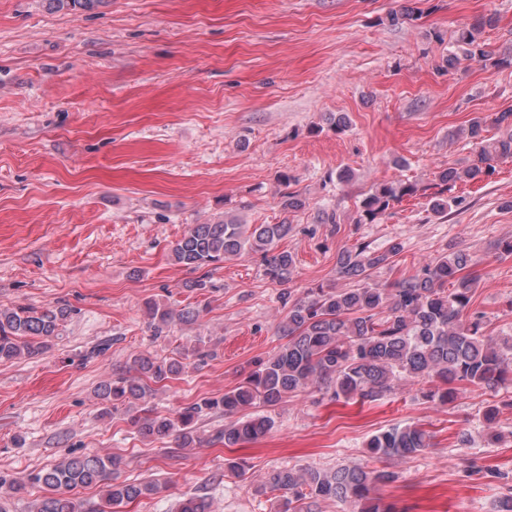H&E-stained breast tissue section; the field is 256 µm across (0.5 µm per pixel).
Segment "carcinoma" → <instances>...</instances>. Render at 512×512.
<instances>
[{"instance_id":"cac0c4a2","label":"carcinoma","mask_w":512,"mask_h":512,"mask_svg":"<svg viewBox=\"0 0 512 512\" xmlns=\"http://www.w3.org/2000/svg\"><path fill=\"white\" fill-rule=\"evenodd\" d=\"M52 2L58 9L92 10L102 0ZM496 24L497 17L489 14L459 29L456 42L467 57L488 60L483 33ZM494 123L506 126L507 133L485 136L483 118L473 119L462 130L474 153L465 164L440 171L441 184L484 180L495 173L500 160L512 158V111L500 113ZM283 184L287 187L282 193L283 209L304 208L300 193L288 190L289 177H283ZM418 191L415 183L379 184L361 201L359 219L372 222ZM291 231L290 224H240L234 219L195 224L176 242L172 257L184 267L202 269L230 256L258 254L268 279L282 285L292 280L296 266L293 253L278 250L277 243ZM401 250L398 242L382 252L363 246L343 250L337 257L336 276L348 287L310 288L302 297L292 289L281 292L280 301L288 307L279 325L285 342L274 354L258 360L256 369L238 385L219 398L203 399L168 415L144 408L131 417V425L143 438L174 435L180 447L192 448L199 441L196 421L205 411L219 409L225 423L215 441L229 448L256 440L273 426L270 417L247 409L274 407L308 388L364 401L390 393L403 382H437L442 389L435 395L446 404L458 384L494 389L512 385V334L489 332L485 313L473 309L478 281L473 257L464 250L452 251L422 265L413 275L388 285L376 282V274L392 268ZM149 313L159 334L176 321L191 323L199 316L191 307L175 310L157 303L149 305ZM67 316L68 309L63 307L0 308V362L43 354ZM184 369L178 360L137 356L135 374L100 384L97 396L108 402L145 403L156 385ZM430 446L431 435L420 424L386 429L366 444L383 463L415 456ZM121 464L122 459L112 455H68L18 479L0 476V488L17 493L38 485L50 490L34 505L35 512H80L69 495L77 487L101 488L107 512H118L124 504L166 490L155 480H118ZM397 479L398 474L386 466L342 465L334 471L280 470L271 484L284 493L280 512H321L325 502L348 504L351 512H392L375 490ZM178 512H210V504L203 497H190L180 502Z\"/></svg>"}]
</instances>
